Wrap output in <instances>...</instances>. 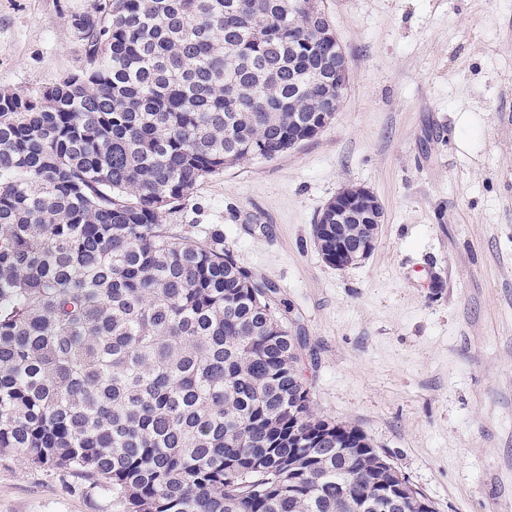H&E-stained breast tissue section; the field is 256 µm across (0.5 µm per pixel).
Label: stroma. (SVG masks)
Wrapping results in <instances>:
<instances>
[{
    "instance_id": "obj_1",
    "label": "stroma",
    "mask_w": 512,
    "mask_h": 512,
    "mask_svg": "<svg viewBox=\"0 0 512 512\" xmlns=\"http://www.w3.org/2000/svg\"><path fill=\"white\" fill-rule=\"evenodd\" d=\"M349 63L335 119L212 174L167 224L217 227L278 287L317 413L358 426L436 512H512V0H324ZM89 0H0V91L77 64ZM385 215L362 264L312 237L345 186ZM0 512H113L59 470L0 456Z\"/></svg>"
}]
</instances>
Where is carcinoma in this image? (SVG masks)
I'll return each instance as SVG.
<instances>
[{"mask_svg": "<svg viewBox=\"0 0 512 512\" xmlns=\"http://www.w3.org/2000/svg\"><path fill=\"white\" fill-rule=\"evenodd\" d=\"M309 2L91 0L77 72L0 92V455L115 512H435L313 410L276 284L161 223L336 95ZM383 218L322 226L327 262Z\"/></svg>", "mask_w": 512, "mask_h": 512, "instance_id": "obj_1", "label": "carcinoma"}]
</instances>
